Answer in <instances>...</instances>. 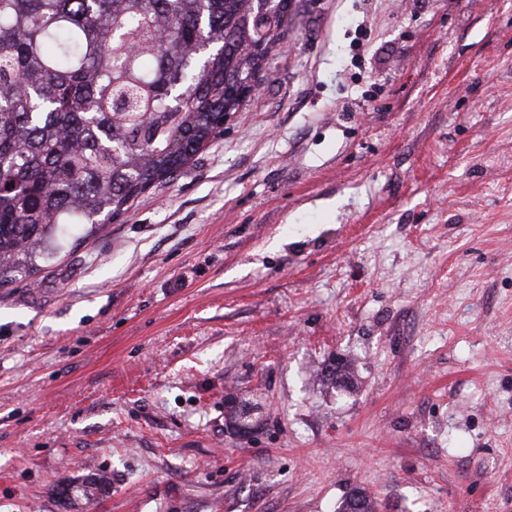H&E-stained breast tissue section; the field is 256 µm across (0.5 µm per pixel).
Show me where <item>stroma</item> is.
<instances>
[{
	"label": "stroma",
	"instance_id": "1",
	"mask_svg": "<svg viewBox=\"0 0 512 512\" xmlns=\"http://www.w3.org/2000/svg\"><path fill=\"white\" fill-rule=\"evenodd\" d=\"M295 7L223 135L0 288V512H512V0Z\"/></svg>",
	"mask_w": 512,
	"mask_h": 512
}]
</instances>
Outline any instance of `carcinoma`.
Listing matches in <instances>:
<instances>
[{
    "instance_id": "1",
    "label": "carcinoma",
    "mask_w": 512,
    "mask_h": 512,
    "mask_svg": "<svg viewBox=\"0 0 512 512\" xmlns=\"http://www.w3.org/2000/svg\"><path fill=\"white\" fill-rule=\"evenodd\" d=\"M293 0H0V286L174 178L270 65ZM109 477L84 482L88 498ZM355 491L341 512H377Z\"/></svg>"
}]
</instances>
